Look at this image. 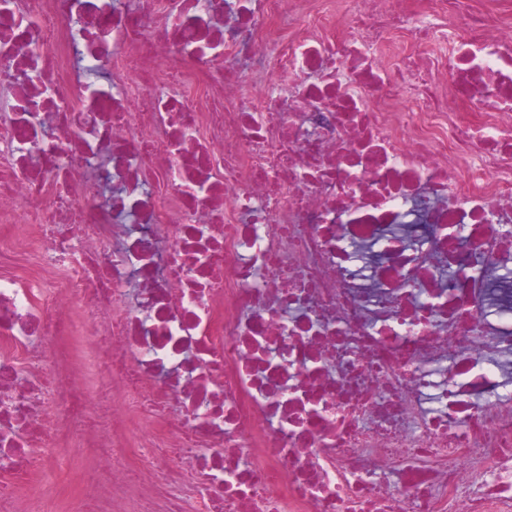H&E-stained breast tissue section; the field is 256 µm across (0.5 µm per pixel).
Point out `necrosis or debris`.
Masks as SVG:
<instances>
[{
  "label": "necrosis or debris",
  "instance_id": "necrosis-or-debris-1",
  "mask_svg": "<svg viewBox=\"0 0 512 512\" xmlns=\"http://www.w3.org/2000/svg\"><path fill=\"white\" fill-rule=\"evenodd\" d=\"M0 89L11 512H512V0H0Z\"/></svg>",
  "mask_w": 512,
  "mask_h": 512
}]
</instances>
